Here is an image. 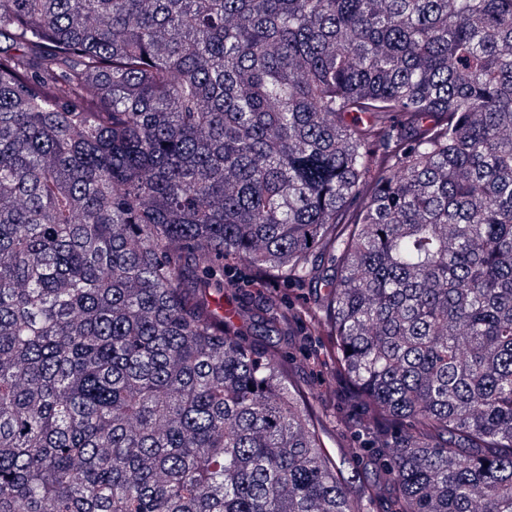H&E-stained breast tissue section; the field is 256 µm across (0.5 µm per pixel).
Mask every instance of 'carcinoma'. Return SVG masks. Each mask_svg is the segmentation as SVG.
Segmentation results:
<instances>
[{"label":"carcinoma","instance_id":"obj_1","mask_svg":"<svg viewBox=\"0 0 512 512\" xmlns=\"http://www.w3.org/2000/svg\"><path fill=\"white\" fill-rule=\"evenodd\" d=\"M242 269L388 456L362 498ZM388 487L512 512V0H0V512ZM233 300L234 303H239L249 308L254 317L243 325L245 336L250 341H261L266 338L263 324L261 323L262 316V301L260 297V290L254 286L246 288H227L224 302Z\"/></svg>","mask_w":512,"mask_h":512}]
</instances>
